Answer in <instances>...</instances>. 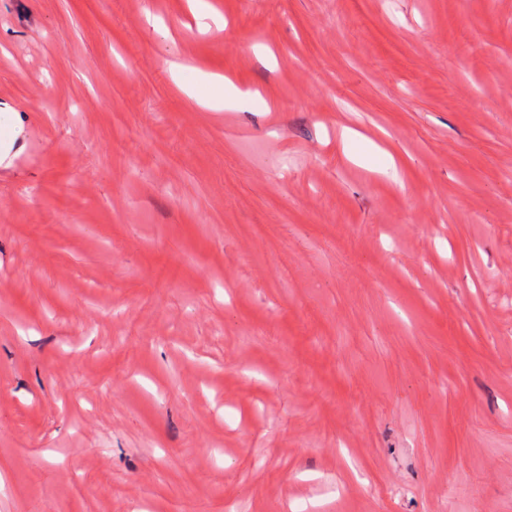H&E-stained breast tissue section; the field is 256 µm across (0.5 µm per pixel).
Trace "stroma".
<instances>
[{"label": "stroma", "instance_id": "stroma-1", "mask_svg": "<svg viewBox=\"0 0 512 512\" xmlns=\"http://www.w3.org/2000/svg\"><path fill=\"white\" fill-rule=\"evenodd\" d=\"M206 2L0 0V512H512V0ZM200 77L205 82L219 84L224 87V93H222V95L217 98H197L198 101L206 107L217 109L233 108L246 95V93L242 92L222 74L213 72H200Z\"/></svg>", "mask_w": 512, "mask_h": 512}]
</instances>
